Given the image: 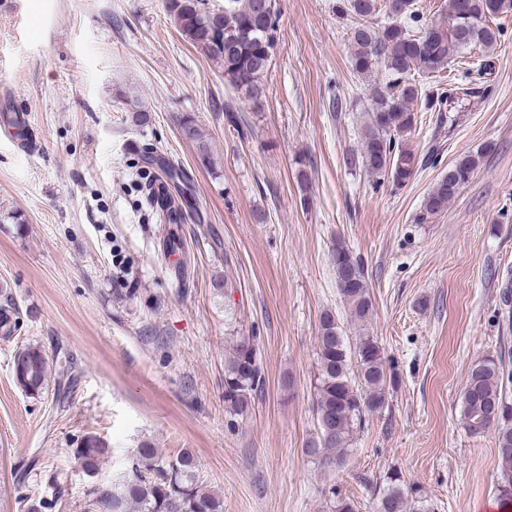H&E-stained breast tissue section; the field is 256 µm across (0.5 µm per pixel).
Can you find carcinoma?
Wrapping results in <instances>:
<instances>
[{
	"label": "carcinoma",
	"instance_id": "carcinoma-1",
	"mask_svg": "<svg viewBox=\"0 0 512 512\" xmlns=\"http://www.w3.org/2000/svg\"><path fill=\"white\" fill-rule=\"evenodd\" d=\"M416 0H348V13L355 16L350 29L352 70L362 76L382 71L385 79L371 84L370 108L363 128L360 158L373 176L406 185L418 170L417 155L408 147L407 136L414 129L420 102L422 112H449L452 104L470 94L456 86L448 93L420 92L411 79L413 72L438 73L464 51L479 47L490 50L497 44L498 30L491 19L512 11V0H448L437 20L425 23L415 8ZM276 0H224L223 8L209 6V0H165V7L177 31L192 46L212 59L224 71L233 87L257 103L261 80L267 72L279 39ZM383 12L389 22L374 26ZM183 139L195 144L202 164L210 162L209 147L195 120L183 117L179 124ZM482 154H468L448 167V172L427 193L418 223L448 210L459 189L468 183ZM145 185V206L163 224H178L183 203L170 195H151ZM331 261L340 294L348 307L356 335L343 336L336 318L326 312L317 336V367L313 385L316 393L315 436L305 452L324 467L343 465L352 451L354 435L367 418L386 405V388L394 380L386 367L381 347L368 329L373 303L364 270L341 239L336 240ZM21 310L16 304H0V337L9 339L19 328ZM12 378L28 397L37 398L49 385L50 366L41 346L18 347L11 364ZM263 384L259 347L254 336H234L224 360V405L235 415L249 409ZM512 370L506 360L484 357L468 368L461 402L467 430L481 435L496 434L502 499L512 500V400L507 388ZM71 449L76 467L92 484L84 492L82 512H223L216 495L204 491L196 477L192 454L184 452L165 461L158 449L146 443L136 449L128 469L111 480H99L100 467L111 449L99 437L84 434L74 439ZM42 481L52 488L51 496H35L16 485L20 512H58L71 485L64 469H51ZM331 512H355L350 499L336 487L326 493ZM430 512L427 500L406 486L397 471L386 474L377 512Z\"/></svg>",
	"mask_w": 512,
	"mask_h": 512
}]
</instances>
